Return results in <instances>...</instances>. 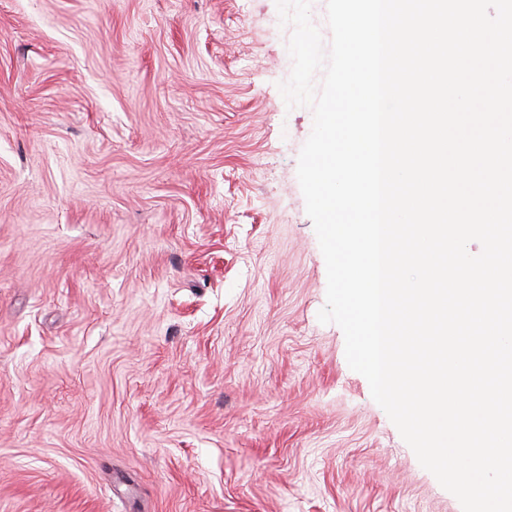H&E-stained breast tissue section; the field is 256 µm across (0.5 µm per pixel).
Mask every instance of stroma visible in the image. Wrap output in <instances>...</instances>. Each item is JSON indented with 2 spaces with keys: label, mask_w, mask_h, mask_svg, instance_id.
I'll return each mask as SVG.
<instances>
[{
  "label": "stroma",
  "mask_w": 512,
  "mask_h": 512,
  "mask_svg": "<svg viewBox=\"0 0 512 512\" xmlns=\"http://www.w3.org/2000/svg\"><path fill=\"white\" fill-rule=\"evenodd\" d=\"M275 0H0V512H462L345 337Z\"/></svg>",
  "instance_id": "obj_1"
}]
</instances>
